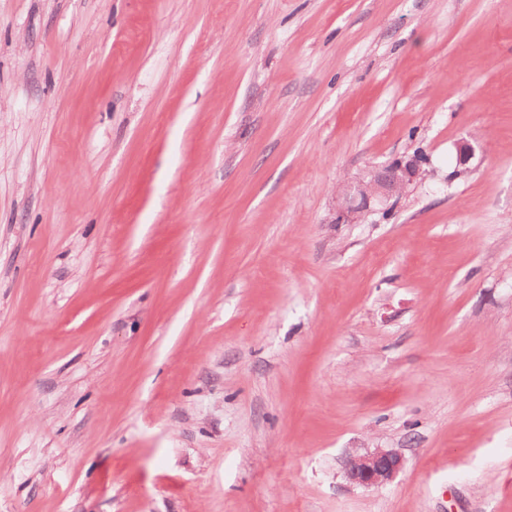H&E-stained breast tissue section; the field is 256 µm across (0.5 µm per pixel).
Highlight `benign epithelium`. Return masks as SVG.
<instances>
[{"label":"benign epithelium","mask_w":512,"mask_h":512,"mask_svg":"<svg viewBox=\"0 0 512 512\" xmlns=\"http://www.w3.org/2000/svg\"><path fill=\"white\" fill-rule=\"evenodd\" d=\"M456 154L458 165L466 169L475 157V148L469 141L461 140L457 143ZM421 176L422 170L415 158L370 171L369 177H361L337 192V221L360 217L373 206L402 193ZM402 467L403 458L399 453L375 448L350 456L346 464V477L356 486L378 488L392 481Z\"/></svg>","instance_id":"7a95c632"}]
</instances>
